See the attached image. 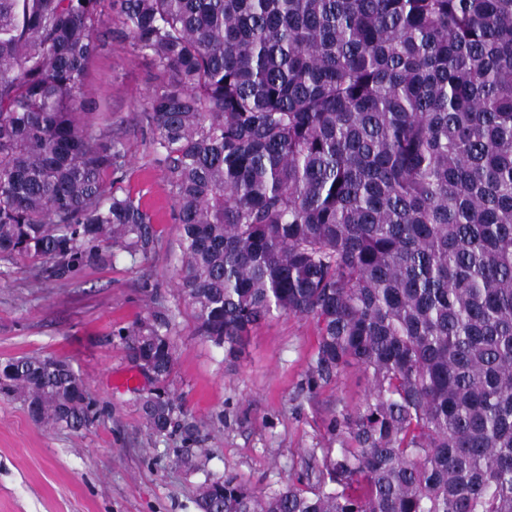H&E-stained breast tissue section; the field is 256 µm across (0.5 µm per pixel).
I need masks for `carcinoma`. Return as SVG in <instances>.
I'll use <instances>...</instances> for the list:
<instances>
[{
	"label": "carcinoma",
	"mask_w": 512,
	"mask_h": 512,
	"mask_svg": "<svg viewBox=\"0 0 512 512\" xmlns=\"http://www.w3.org/2000/svg\"><path fill=\"white\" fill-rule=\"evenodd\" d=\"M106 11L161 73L143 118L196 334L234 357L255 325L310 318L307 389L351 365L370 382L315 482L226 473L201 512H512V0H0V260L61 279L156 245L103 180L124 143L81 118ZM172 320L129 332L160 382ZM0 389L39 422L96 417L51 357L1 362ZM142 411L176 422L166 390Z\"/></svg>",
	"instance_id": "carcinoma-1"
}]
</instances>
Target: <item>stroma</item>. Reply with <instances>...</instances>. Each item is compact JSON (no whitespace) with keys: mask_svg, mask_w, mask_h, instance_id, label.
<instances>
[{"mask_svg":"<svg viewBox=\"0 0 512 512\" xmlns=\"http://www.w3.org/2000/svg\"><path fill=\"white\" fill-rule=\"evenodd\" d=\"M119 28L102 15L100 31L114 37L88 61L85 84L127 150L124 174L103 178L153 213L158 241L148 259L120 253L70 280L30 261H0V361L65 360L99 411L93 424L73 431L34 420L21 398L0 394V512H200L199 488L210 475L231 472L256 489L302 480L309 451L336 444L330 421L355 412L369 394L368 377L356 368L306 390L312 320L260 323L235 359L196 335L176 287L172 188L141 120L160 74L150 56L117 37ZM158 310L176 316L166 387L181 410L180 428L162 436L151 433L140 409L151 379L113 382L136 369L123 330Z\"/></svg>","mask_w":512,"mask_h":512,"instance_id":"1","label":"stroma"}]
</instances>
